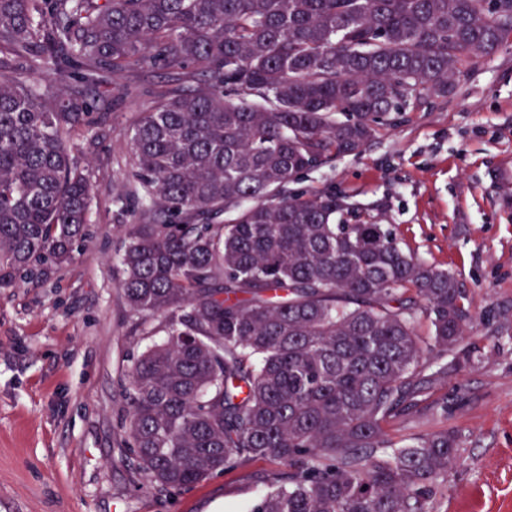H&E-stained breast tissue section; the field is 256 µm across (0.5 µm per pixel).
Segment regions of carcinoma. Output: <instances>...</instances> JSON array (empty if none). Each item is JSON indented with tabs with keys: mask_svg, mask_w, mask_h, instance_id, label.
Masks as SVG:
<instances>
[{
	"mask_svg": "<svg viewBox=\"0 0 512 512\" xmlns=\"http://www.w3.org/2000/svg\"><path fill=\"white\" fill-rule=\"evenodd\" d=\"M509 41L512 0H0V288L88 236L93 175L70 144L109 119L102 75L179 82L135 125L141 207L117 249L134 332L162 336L128 366L147 488L265 459L288 475L252 512H430L458 435L386 426L448 412L423 356L472 328L463 291L375 218L344 220L343 194L286 186Z\"/></svg>",
	"mask_w": 512,
	"mask_h": 512,
	"instance_id": "cac0c4a2",
	"label": "carcinoma"
}]
</instances>
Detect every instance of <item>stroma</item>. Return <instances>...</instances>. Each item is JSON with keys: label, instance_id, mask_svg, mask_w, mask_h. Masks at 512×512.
Instances as JSON below:
<instances>
[{"label": "stroma", "instance_id": "35a3bbf8", "mask_svg": "<svg viewBox=\"0 0 512 512\" xmlns=\"http://www.w3.org/2000/svg\"><path fill=\"white\" fill-rule=\"evenodd\" d=\"M171 84L149 67L104 77L97 109L110 119L74 149L93 171L91 237L47 277L0 288V512H251L286 471L260 459L159 492L127 448V359L145 343L114 247L138 220L133 129ZM332 189L350 203L348 221L376 216L404 249L451 271L474 317L436 383L447 414L420 404L389 434H459L433 512H512V42L448 99L401 113L361 154L288 185L292 195Z\"/></svg>", "mask_w": 512, "mask_h": 512}]
</instances>
